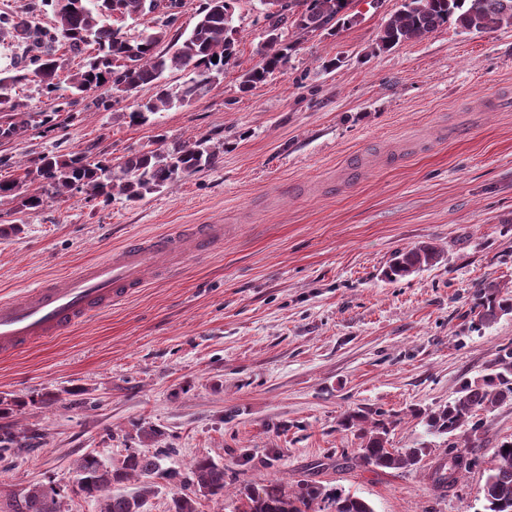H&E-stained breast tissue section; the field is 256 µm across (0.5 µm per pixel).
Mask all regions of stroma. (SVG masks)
<instances>
[{"mask_svg": "<svg viewBox=\"0 0 512 512\" xmlns=\"http://www.w3.org/2000/svg\"><path fill=\"white\" fill-rule=\"evenodd\" d=\"M402 0H352L358 21L297 35L285 72L249 92L245 69L267 23L260 0L235 13L236 61L205 95L152 115L153 96L116 94L109 108L59 112L39 82L16 87L56 126L0 139V180L44 155L89 162L205 136L217 162L136 201L72 191L36 210L0 198V300L76 274L132 236L220 224L203 257L161 259L142 288L63 334L0 355V512L22 489H54L63 512H99L74 462L109 467L166 449L163 467L223 464L224 495L198 512H238V491L272 480L359 496L373 512H484L492 453L512 440V404L481 413L473 463L451 490L432 466L448 439L415 410L453 399L512 345V313L480 328L468 316L484 282L512 287V27L465 33L447 24L390 49L381 31ZM54 25L46 0H0V69L29 56L11 24ZM430 242L441 263L397 281L393 254ZM384 411L395 448H426L420 467L359 464L348 411Z\"/></svg>", "mask_w": 512, "mask_h": 512, "instance_id": "1", "label": "stroma"}]
</instances>
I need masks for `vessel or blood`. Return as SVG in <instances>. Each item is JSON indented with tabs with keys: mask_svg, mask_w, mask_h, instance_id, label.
<instances>
[{
	"mask_svg": "<svg viewBox=\"0 0 512 512\" xmlns=\"http://www.w3.org/2000/svg\"><path fill=\"white\" fill-rule=\"evenodd\" d=\"M223 232L220 224H196L135 237L76 275L41 283L21 298L1 302L0 354L60 335L142 287L145 271L159 258L191 251L207 254L220 243Z\"/></svg>",
	"mask_w": 512,
	"mask_h": 512,
	"instance_id": "1",
	"label": "vessel or blood"
}]
</instances>
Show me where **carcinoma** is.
<instances>
[{
	"label": "carcinoma",
	"mask_w": 512,
	"mask_h": 512,
	"mask_svg": "<svg viewBox=\"0 0 512 512\" xmlns=\"http://www.w3.org/2000/svg\"><path fill=\"white\" fill-rule=\"evenodd\" d=\"M55 13L53 30L44 31L27 22L14 27L16 37L27 43L32 56L28 63L13 67L9 75L0 77V138H18L28 128L46 127L50 117L27 111L17 96L6 93L35 77L49 93L61 88L59 72L62 62L56 57L61 46L72 53L98 46L97 55L79 71L66 78L71 96L64 105L76 107L85 94L102 87L111 93L125 88H155L153 98L129 113L130 122L144 124L150 116L183 105L201 97L198 87H207L224 75V67L236 61V27L234 15L240 0H208L190 33L170 34L166 29L130 38L106 18L125 20L144 17L162 6L164 0H51ZM350 0H288V14L265 16L268 21L265 39L257 53L262 63L249 68L241 76V88L250 90L263 84L276 72L287 68L291 46L285 42L282 25L290 22L298 31L308 34L337 30L355 22L349 12ZM452 22L467 32H483L512 27V0H403L401 9L384 26L380 42L390 49L402 42L418 41ZM166 44L159 49L160 44ZM217 61H212V58ZM191 66L194 77L176 89L161 84L165 72ZM219 158V150L207 137L196 138L172 146L134 153L114 164L110 159L95 164L84 162L78 153L67 158L44 155L25 178L39 183L38 191L22 196L21 206L35 209L49 196H61L73 190L94 200L107 202L119 194L130 201L173 185L183 174L198 172ZM444 253L436 246L421 243L395 254L386 277L395 281L417 270L441 262ZM512 312V295L493 281L483 284L472 308V324L483 326ZM512 404V346L499 350L490 372L461 383L457 395L435 410L417 411L427 430L435 435L462 432L463 447L476 448L481 411ZM395 421L381 418L368 430L361 431L358 458L376 468L405 469L418 466L426 456L424 448H391L389 434ZM166 450L132 452L121 466L108 468L97 456L88 454L75 462L80 492L87 498L103 502L100 512H142L146 499L154 493L156 480L170 482L178 474L162 467ZM493 466L484 485L486 512H512V441L501 443L493 453ZM471 459L463 452H449L432 472L439 489L453 488L469 468ZM134 476L147 482L134 495H109L112 486ZM240 512H372L363 499L341 492L328 493L320 486L302 483L295 491L270 481L259 488L240 491ZM224 495V466L208 457L195 460L189 476L180 482L174 494L173 512H198L199 497ZM20 512H58L55 493L39 486L24 490Z\"/></svg>",
	"instance_id": "obj_1"
}]
</instances>
